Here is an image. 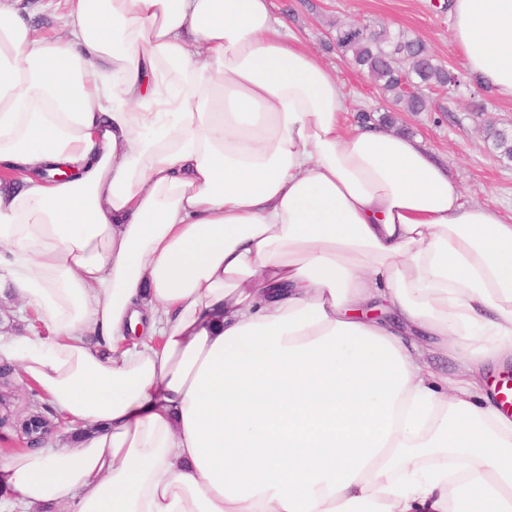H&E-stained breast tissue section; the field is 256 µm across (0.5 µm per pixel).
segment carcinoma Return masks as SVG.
Listing matches in <instances>:
<instances>
[{
    "instance_id": "carcinoma-1",
    "label": "carcinoma",
    "mask_w": 512,
    "mask_h": 512,
    "mask_svg": "<svg viewBox=\"0 0 512 512\" xmlns=\"http://www.w3.org/2000/svg\"><path fill=\"white\" fill-rule=\"evenodd\" d=\"M335 46L344 57L369 78L385 96L405 112H425L429 99L423 94H407L402 86L406 65L413 67L414 81L424 87L454 86L449 72L429 53L425 43L406 33L391 32L386 27L367 28L358 32V26L343 21L336 22ZM493 146L502 155L512 158V135L504 130L491 132Z\"/></svg>"
}]
</instances>
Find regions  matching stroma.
Returning a JSON list of instances; mask_svg holds the SVG:
<instances>
[{"label":"stroma","instance_id":"stroma-1","mask_svg":"<svg viewBox=\"0 0 512 512\" xmlns=\"http://www.w3.org/2000/svg\"><path fill=\"white\" fill-rule=\"evenodd\" d=\"M273 4L276 12L287 16L292 33L344 84L350 125L356 124L361 111L383 110L389 103L367 73L336 50L333 23L386 27L421 38L448 71L461 76L462 83L450 93L433 92L431 111L394 113L393 129L408 130L440 154L466 202L492 205L512 216V160L501 156L487 137L492 128L512 129V100L495 97L466 75L448 42L450 0H273Z\"/></svg>","mask_w":512,"mask_h":512}]
</instances>
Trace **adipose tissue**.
Here are the masks:
<instances>
[{
  "instance_id": "adipose-tissue-1",
  "label": "adipose tissue",
  "mask_w": 512,
  "mask_h": 512,
  "mask_svg": "<svg viewBox=\"0 0 512 512\" xmlns=\"http://www.w3.org/2000/svg\"><path fill=\"white\" fill-rule=\"evenodd\" d=\"M59 3L64 41L0 0V271L43 325L0 354L75 435L0 457L12 502L512 512V221L346 125L271 0ZM448 39L512 100V0Z\"/></svg>"
}]
</instances>
